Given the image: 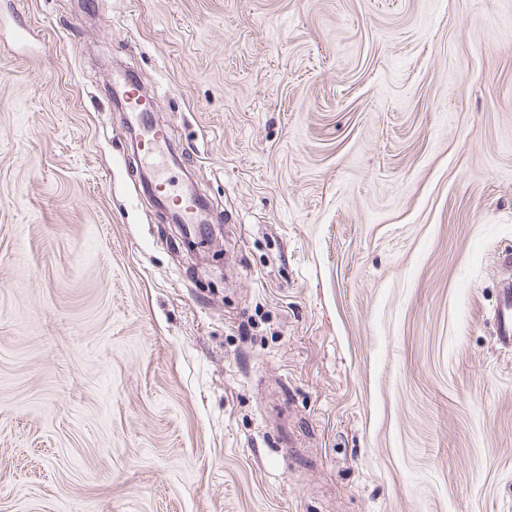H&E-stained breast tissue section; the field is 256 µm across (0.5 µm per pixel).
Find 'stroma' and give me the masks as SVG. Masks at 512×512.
Here are the masks:
<instances>
[{
    "instance_id": "stroma-1",
    "label": "stroma",
    "mask_w": 512,
    "mask_h": 512,
    "mask_svg": "<svg viewBox=\"0 0 512 512\" xmlns=\"http://www.w3.org/2000/svg\"><path fill=\"white\" fill-rule=\"evenodd\" d=\"M508 245L512 0H0V512H512ZM124 109L129 123L142 132L140 153L144 163L149 165V178L153 193L163 204L172 207L181 224H202L200 222V202L189 196L176 193L167 177L169 168L163 161H158L161 149L167 147L168 135L164 127L153 123L151 117L155 99L143 95L138 86L130 81L123 86ZM495 335L502 347L512 348V284L508 282L500 290L494 314Z\"/></svg>"
}]
</instances>
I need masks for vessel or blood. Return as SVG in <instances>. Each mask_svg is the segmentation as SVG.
I'll use <instances>...</instances> for the list:
<instances>
[{
	"instance_id": "1",
	"label": "vessel or blood",
	"mask_w": 512,
	"mask_h": 512,
	"mask_svg": "<svg viewBox=\"0 0 512 512\" xmlns=\"http://www.w3.org/2000/svg\"><path fill=\"white\" fill-rule=\"evenodd\" d=\"M124 109L130 124L142 133L140 152L149 166L153 193L163 204L172 207L180 223L196 224L200 221V203L194 197L176 193L167 176V167L159 155L168 142L167 131L152 121L154 99L143 95L134 82L123 86ZM495 335L502 347L512 348V284L500 290L494 314Z\"/></svg>"
}]
</instances>
